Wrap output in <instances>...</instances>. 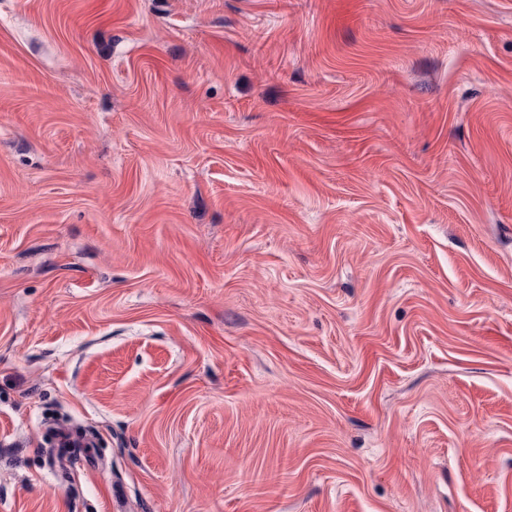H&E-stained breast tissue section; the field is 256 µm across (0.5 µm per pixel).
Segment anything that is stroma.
Returning a JSON list of instances; mask_svg holds the SVG:
<instances>
[{
    "label": "stroma",
    "mask_w": 512,
    "mask_h": 512,
    "mask_svg": "<svg viewBox=\"0 0 512 512\" xmlns=\"http://www.w3.org/2000/svg\"><path fill=\"white\" fill-rule=\"evenodd\" d=\"M0 512H512V0H0Z\"/></svg>",
    "instance_id": "obj_1"
}]
</instances>
